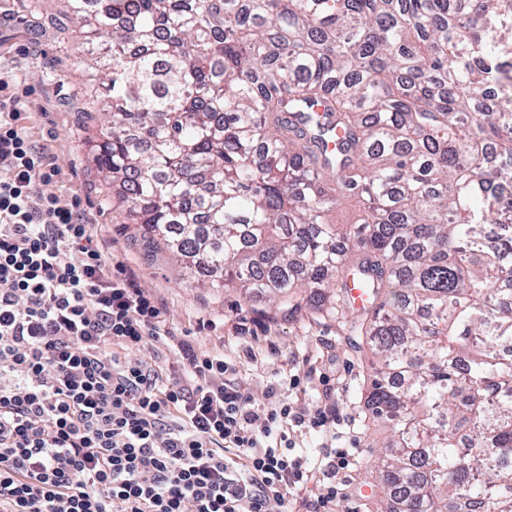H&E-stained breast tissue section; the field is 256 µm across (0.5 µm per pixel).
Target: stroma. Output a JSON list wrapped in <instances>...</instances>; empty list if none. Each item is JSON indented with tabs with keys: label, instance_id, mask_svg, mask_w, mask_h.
I'll return each mask as SVG.
<instances>
[{
	"label": "stroma",
	"instance_id": "35a3bbf8",
	"mask_svg": "<svg viewBox=\"0 0 512 512\" xmlns=\"http://www.w3.org/2000/svg\"><path fill=\"white\" fill-rule=\"evenodd\" d=\"M67 6L68 0H0V15L8 20L0 29V77L20 96L22 124L33 143L46 148L62 169L47 191L65 201L80 198L85 222L95 225L137 285L161 303L168 327L188 335L196 349L224 352L235 365V379L246 383L255 402H266L269 390L296 374L306 382L299 396L303 408L335 404L338 418L352 428L344 447L359 451L351 474L354 492L338 498L335 510L375 512V481L364 464L371 443L383 439L386 428L370 420L365 404L374 360L370 349L326 313L306 308L290 314L262 298L248 301L235 290L193 282L164 253L147 255L134 237L135 225L126 223L121 211L102 207L112 188L96 172L90 134L71 108L87 69L77 63L78 50L61 43L47 22Z\"/></svg>",
	"mask_w": 512,
	"mask_h": 512
}]
</instances>
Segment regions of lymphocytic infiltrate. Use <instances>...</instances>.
<instances>
[{
	"mask_svg": "<svg viewBox=\"0 0 512 512\" xmlns=\"http://www.w3.org/2000/svg\"><path fill=\"white\" fill-rule=\"evenodd\" d=\"M19 105L1 81L0 512H328L354 453L290 450L328 433L335 408L298 407L296 375L255 404L223 353L174 334L78 202L44 192L61 168ZM147 346L177 351V371L130 358Z\"/></svg>",
	"mask_w": 512,
	"mask_h": 512,
	"instance_id": "f902f5d3",
	"label": "lymphocytic infiltrate"
}]
</instances>
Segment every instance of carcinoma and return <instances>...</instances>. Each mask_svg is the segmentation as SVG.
<instances>
[{"instance_id":"cac0c4a2","label":"carcinoma","mask_w":512,"mask_h":512,"mask_svg":"<svg viewBox=\"0 0 512 512\" xmlns=\"http://www.w3.org/2000/svg\"><path fill=\"white\" fill-rule=\"evenodd\" d=\"M93 162L149 249L366 299L380 512H512V0H70ZM349 204L359 215L335 224Z\"/></svg>"}]
</instances>
